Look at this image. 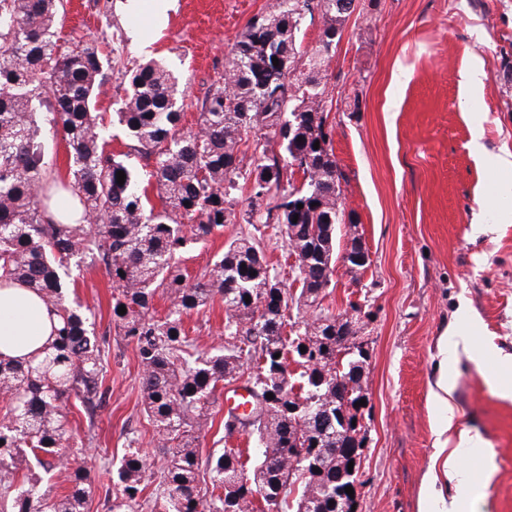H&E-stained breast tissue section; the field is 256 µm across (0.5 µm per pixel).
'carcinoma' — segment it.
Listing matches in <instances>:
<instances>
[{
	"label": "carcinoma",
	"instance_id": "obj_1",
	"mask_svg": "<svg viewBox=\"0 0 512 512\" xmlns=\"http://www.w3.org/2000/svg\"><path fill=\"white\" fill-rule=\"evenodd\" d=\"M355 2L279 0L264 24L249 23L232 48L227 80L197 102L195 133L181 127L178 76L160 63L139 65L117 113L128 152L114 154L95 105L99 45L61 50L62 0H0V280L28 284L59 317L43 357L0 360L9 402L0 413V499L11 512H84L83 451L70 457L59 496L41 489L37 471H59V451L73 439L65 410L77 409L91 426L105 397L106 335L96 333L92 310L66 295L71 267L86 262L102 264L112 281V320L136 352L143 412L162 461L153 481L140 448L103 469L108 512H337L338 502L352 512L358 505L345 487L362 485L370 412L355 403L366 398L368 352L357 346L354 323L323 307L345 223L325 79ZM316 12L322 27L310 52L301 26ZM280 52L288 56L284 72L272 64ZM269 131L280 150L269 147ZM49 132L62 133L72 173L53 194L40 191ZM250 141L255 156L243 170ZM131 152L150 167L145 176L155 179L160 205L137 190ZM244 185L252 201L266 202L260 222L273 223L297 257L299 288L286 285L250 237L228 243L202 278L188 281L183 255L224 228ZM158 295L170 301L163 315L154 310ZM217 299L226 312L224 344L200 351L184 317ZM302 308L316 312L312 321L292 317ZM292 363L300 372L289 370ZM243 377L255 407L245 419L227 415L223 429L227 437L248 431L255 447L201 457L219 385Z\"/></svg>",
	"mask_w": 512,
	"mask_h": 512
}]
</instances>
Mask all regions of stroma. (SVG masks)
Returning a JSON list of instances; mask_svg holds the SVG:
<instances>
[{
  "mask_svg": "<svg viewBox=\"0 0 512 512\" xmlns=\"http://www.w3.org/2000/svg\"><path fill=\"white\" fill-rule=\"evenodd\" d=\"M275 0H178L166 28L153 33L149 53L128 31L136 21L117 0H64L57 30L62 43L96 41L108 60L97 96L109 148L124 150L115 113L126 72L154 59L187 84L189 101L203 99L226 71L230 52L248 23L268 14ZM512 62V0H358L345 23L327 72L332 101V146L344 175L346 213L352 214L368 254L366 269L336 263L323 301L336 314L357 303L366 315L360 337L369 352L364 389L369 433L360 469L357 512H420L431 474L441 477L439 449L458 453L461 469L479 473L484 456L494 472L483 483L475 512H512V398L488 382L494 351L512 355V223L499 214L505 200L484 196L497 174L471 149L475 127L493 153L512 154V96L502 87ZM481 66L476 94L468 73ZM248 192H239L230 224L184 258L198 279L225 245L253 234L243 220ZM77 302L96 314L109 343L107 398L94 426L68 415L70 429L92 431L85 454L94 466L118 464L129 442L159 462L158 437L142 412L141 370L133 346L112 321V283L102 265L75 271ZM466 305L483 328L469 351L449 356L442 335L457 307ZM224 305L191 313L185 326L198 348L217 345ZM447 373L450 409L433 402ZM475 447L460 445V434Z\"/></svg>",
  "mask_w": 512,
  "mask_h": 512,
  "instance_id": "1",
  "label": "stroma"
}]
</instances>
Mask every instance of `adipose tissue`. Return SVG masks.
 I'll return each mask as SVG.
<instances>
[{"label": "adipose tissue", "instance_id": "1", "mask_svg": "<svg viewBox=\"0 0 512 512\" xmlns=\"http://www.w3.org/2000/svg\"><path fill=\"white\" fill-rule=\"evenodd\" d=\"M55 311L39 295L21 282L0 287V359L30 360L44 355L53 340ZM444 474L455 482L454 494L428 490L421 512H470V479L454 459L444 462Z\"/></svg>", "mask_w": 512, "mask_h": 512}]
</instances>
